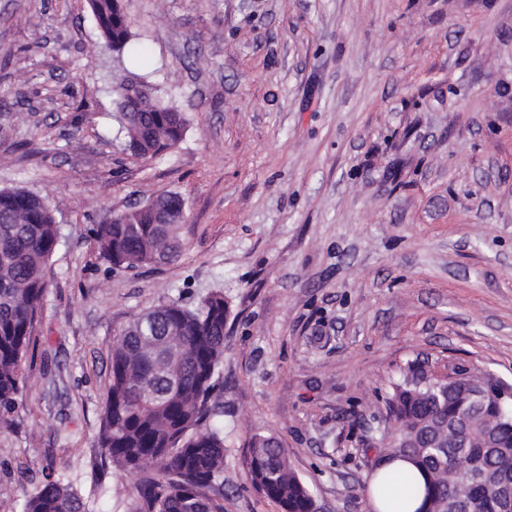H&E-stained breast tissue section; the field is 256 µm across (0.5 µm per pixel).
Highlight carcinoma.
I'll return each mask as SVG.
<instances>
[{
  "label": "carcinoma",
  "mask_w": 512,
  "mask_h": 512,
  "mask_svg": "<svg viewBox=\"0 0 512 512\" xmlns=\"http://www.w3.org/2000/svg\"><path fill=\"white\" fill-rule=\"evenodd\" d=\"M106 45L131 51L133 34L121 0H87ZM118 110V134L135 155L154 159L182 140L186 113L146 81L107 85ZM149 203L110 218L94 230L102 257L114 269L166 264L183 251L182 225L160 224ZM62 238L46 197L22 187L0 189V426H9L25 380V358L47 267ZM229 306L218 291L194 306L162 304L137 317L112 343V378L102 418L105 456L137 478L139 512H224V426L217 380L224 360ZM469 379L453 387L427 378L411 362L387 398L396 431L380 459L404 458L420 471L424 495L416 512H445L456 468L483 459V485L474 489L494 512L498 478L512 472V407L490 400L470 411ZM504 410L507 420L487 429L484 418ZM468 437L448 443V428ZM251 482L282 512H316L315 500L291 469L274 435L252 438ZM24 512H88L73 486L50 471L28 495Z\"/></svg>",
  "instance_id": "carcinoma-1"
}]
</instances>
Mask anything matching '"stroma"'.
Wrapping results in <instances>:
<instances>
[{
  "label": "stroma",
  "mask_w": 512,
  "mask_h": 512,
  "mask_svg": "<svg viewBox=\"0 0 512 512\" xmlns=\"http://www.w3.org/2000/svg\"><path fill=\"white\" fill-rule=\"evenodd\" d=\"M147 75L189 122L145 160L104 89L116 54L86 0H0V189L49 195L65 239L25 361L0 488L46 468L91 512H136L99 444L111 346L134 319L221 290L224 512L273 434L320 512H373L408 362L512 387V0H123ZM179 258L111 268L91 230L163 192Z\"/></svg>",
  "instance_id": "stroma-1"
}]
</instances>
